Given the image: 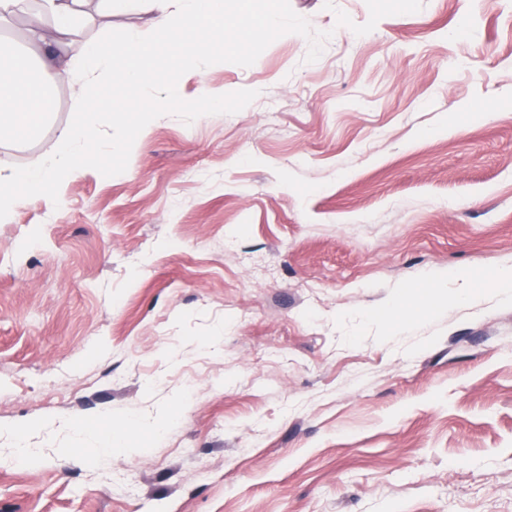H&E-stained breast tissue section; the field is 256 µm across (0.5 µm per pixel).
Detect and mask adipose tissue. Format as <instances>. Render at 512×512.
<instances>
[{
  "label": "adipose tissue",
  "mask_w": 512,
  "mask_h": 512,
  "mask_svg": "<svg viewBox=\"0 0 512 512\" xmlns=\"http://www.w3.org/2000/svg\"><path fill=\"white\" fill-rule=\"evenodd\" d=\"M83 0H42L31 11L29 0H0V29L20 14H29L27 46L10 51L0 63V140L15 132L34 133L50 117V106L39 86L21 82L19 72L35 68L50 84L68 86L71 117L60 127L48 160L27 167L0 165V222L10 218L25 201L53 199L63 176L86 169L100 134L103 112L122 115L133 111L134 101H102L97 90L106 82L161 90L165 99L176 94L173 78L158 81L153 45L134 37L114 44L111 33L66 50L61 36L73 34L81 21ZM157 13L153 27L170 54H193L202 41L220 35L226 46H237L241 32L259 38L287 29L288 20L276 7L257 14L250 0H237L235 27L224 21V0H154ZM53 24L57 38L48 37L45 26Z\"/></svg>",
  "instance_id": "obj_1"
}]
</instances>
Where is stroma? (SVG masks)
I'll return each mask as SVG.
<instances>
[{
	"mask_svg": "<svg viewBox=\"0 0 512 512\" xmlns=\"http://www.w3.org/2000/svg\"><path fill=\"white\" fill-rule=\"evenodd\" d=\"M280 6L0 223V512H512V0Z\"/></svg>",
	"mask_w": 512,
	"mask_h": 512,
	"instance_id": "stroma-1",
	"label": "stroma"
}]
</instances>
